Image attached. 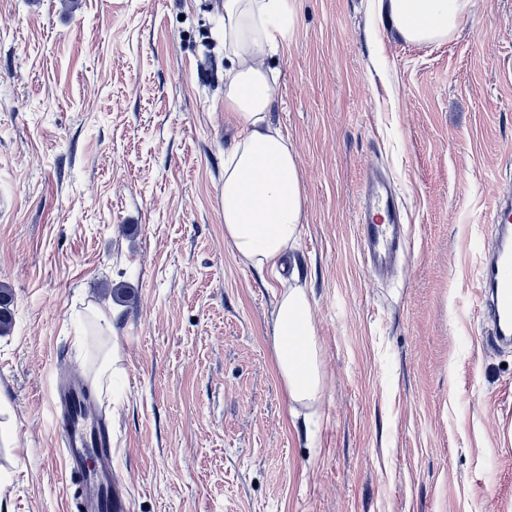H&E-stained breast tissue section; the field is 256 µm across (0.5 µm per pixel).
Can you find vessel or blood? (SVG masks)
<instances>
[{
	"label": "vessel or blood",
	"instance_id": "b4317fda",
	"mask_svg": "<svg viewBox=\"0 0 512 512\" xmlns=\"http://www.w3.org/2000/svg\"><path fill=\"white\" fill-rule=\"evenodd\" d=\"M487 222L494 247L478 272L480 306L492 326L495 345L512 346V195L501 193L489 210ZM362 264L368 274L384 278L393 274L399 255L407 248L408 226L391 183L378 174L367 178L355 217ZM94 414L75 423L56 421L64 452V470L79 479L77 512H130L112 470V443L106 426H99V445L87 442L84 429Z\"/></svg>",
	"mask_w": 512,
	"mask_h": 512
}]
</instances>
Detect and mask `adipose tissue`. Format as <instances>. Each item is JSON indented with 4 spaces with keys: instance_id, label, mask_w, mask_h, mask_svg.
Segmentation results:
<instances>
[{
    "instance_id": "ef3b65f1",
    "label": "adipose tissue",
    "mask_w": 512,
    "mask_h": 512,
    "mask_svg": "<svg viewBox=\"0 0 512 512\" xmlns=\"http://www.w3.org/2000/svg\"><path fill=\"white\" fill-rule=\"evenodd\" d=\"M377 15L410 43L429 45L456 32L471 0H376ZM224 109L239 135L224 161V237L254 267H280L299 236L305 211L298 153L271 119L280 97L268 57L291 35L281 28L288 0H223ZM311 298L306 288L277 298L272 346L292 401L313 403L321 391Z\"/></svg>"
}]
</instances>
